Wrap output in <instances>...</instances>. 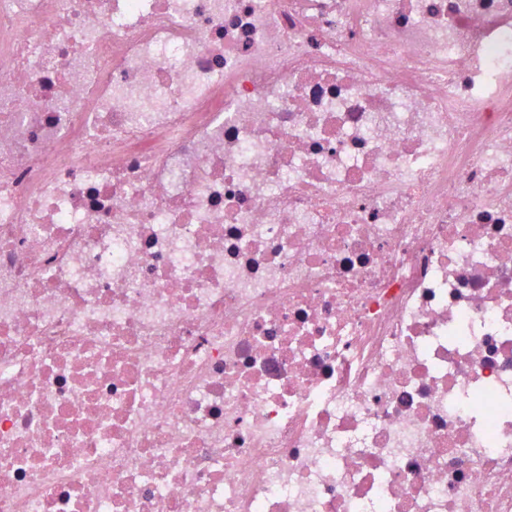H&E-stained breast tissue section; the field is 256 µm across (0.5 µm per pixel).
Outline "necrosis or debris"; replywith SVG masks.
I'll list each match as a JSON object with an SVG mask.
<instances>
[{
  "label": "necrosis or debris",
  "mask_w": 512,
  "mask_h": 512,
  "mask_svg": "<svg viewBox=\"0 0 512 512\" xmlns=\"http://www.w3.org/2000/svg\"><path fill=\"white\" fill-rule=\"evenodd\" d=\"M0 512H512V0H0Z\"/></svg>",
  "instance_id": "obj_1"
}]
</instances>
